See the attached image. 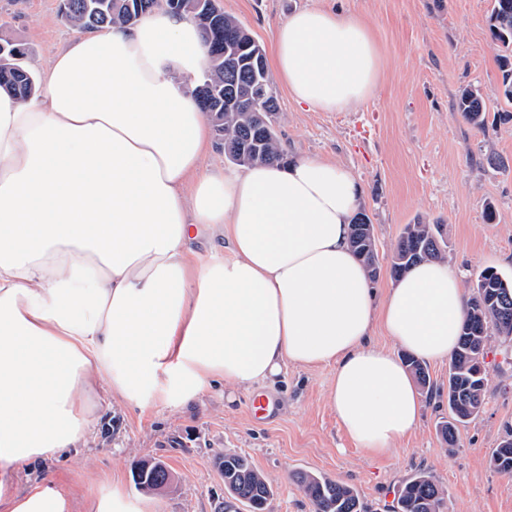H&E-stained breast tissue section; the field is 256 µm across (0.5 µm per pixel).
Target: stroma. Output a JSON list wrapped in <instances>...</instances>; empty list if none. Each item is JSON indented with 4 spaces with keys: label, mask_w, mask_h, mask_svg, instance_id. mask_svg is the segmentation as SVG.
I'll list each match as a JSON object with an SVG mask.
<instances>
[{
    "label": "stroma",
    "mask_w": 512,
    "mask_h": 512,
    "mask_svg": "<svg viewBox=\"0 0 512 512\" xmlns=\"http://www.w3.org/2000/svg\"><path fill=\"white\" fill-rule=\"evenodd\" d=\"M60 0H0V36L23 44L26 63L46 62L80 34L59 14ZM263 50L273 28L295 10L321 3L363 19L376 41L381 76L372 96L347 112L297 106L275 84L277 133L287 157H325L350 168L362 191L361 212L374 228L379 271L372 286L389 288L391 256L406 225L438 224L446 259L464 279L486 267L512 277V120L500 94L501 46L490 32L493 0H218ZM478 87L483 127L457 112L460 88ZM489 383L481 412L448 447L447 362L427 366L429 390L416 429L388 453L356 448L328 401L333 367H288L273 384L222 387L187 404L139 408L105 400L87 441L56 460L23 468L19 487L53 474L78 503L112 482L136 492L139 462L170 468V487L156 492L158 512H221L226 491L216 461L247 456L273 486L266 512H311L294 475L308 471L355 489L369 512H388L401 485L426 471L447 493V512H512V475L497 473L491 454L512 427V341L493 339ZM269 396L273 411L259 418L253 398Z\"/></svg>",
    "instance_id": "35a3bbf8"
}]
</instances>
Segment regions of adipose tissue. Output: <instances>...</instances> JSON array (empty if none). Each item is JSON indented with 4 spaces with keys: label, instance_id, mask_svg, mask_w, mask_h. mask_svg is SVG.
<instances>
[{
    "label": "adipose tissue",
    "instance_id": "obj_1",
    "mask_svg": "<svg viewBox=\"0 0 512 512\" xmlns=\"http://www.w3.org/2000/svg\"><path fill=\"white\" fill-rule=\"evenodd\" d=\"M206 54L192 20L159 8L69 41L39 94L0 91V512H77L53 477L16 479L84 440L99 376L142 407L331 365L337 422L380 454L416 428L422 397L374 327L429 362L454 350L459 270L427 260L377 294L350 247L349 168L205 167L212 125L192 82ZM272 66L298 104L325 112L355 108L380 72L363 22L323 6L277 24ZM206 229L203 262L192 244ZM85 510L156 505L116 483Z\"/></svg>",
    "mask_w": 512,
    "mask_h": 512
}]
</instances>
